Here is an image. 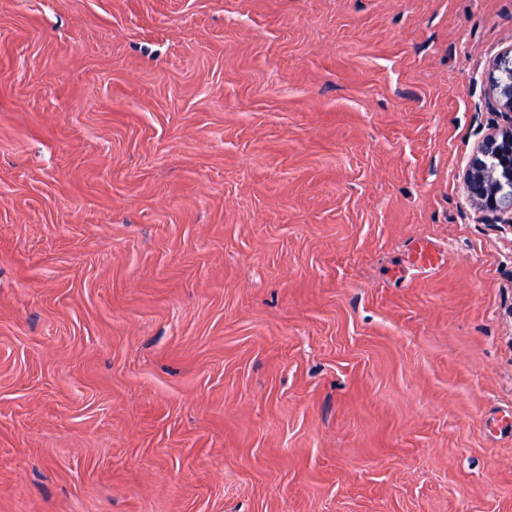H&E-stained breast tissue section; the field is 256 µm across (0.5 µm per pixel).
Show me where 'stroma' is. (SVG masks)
Listing matches in <instances>:
<instances>
[{
  "mask_svg": "<svg viewBox=\"0 0 512 512\" xmlns=\"http://www.w3.org/2000/svg\"><path fill=\"white\" fill-rule=\"evenodd\" d=\"M509 51L512 0H0V512H512ZM498 77L492 81V100L495 108L508 112L512 117V59L506 56L496 66ZM490 162H493L492 164ZM468 196L512 223V121L487 135L471 158L465 175Z\"/></svg>",
  "mask_w": 512,
  "mask_h": 512,
  "instance_id": "35a3bbf8",
  "label": "stroma"
}]
</instances>
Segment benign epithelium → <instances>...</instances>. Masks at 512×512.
<instances>
[{
    "instance_id": "1",
    "label": "benign epithelium",
    "mask_w": 512,
    "mask_h": 512,
    "mask_svg": "<svg viewBox=\"0 0 512 512\" xmlns=\"http://www.w3.org/2000/svg\"><path fill=\"white\" fill-rule=\"evenodd\" d=\"M498 77L492 81L494 107L512 112V59L506 57L496 66ZM468 196L491 212L508 215L512 223V124L487 135L471 158L465 175Z\"/></svg>"
}]
</instances>
